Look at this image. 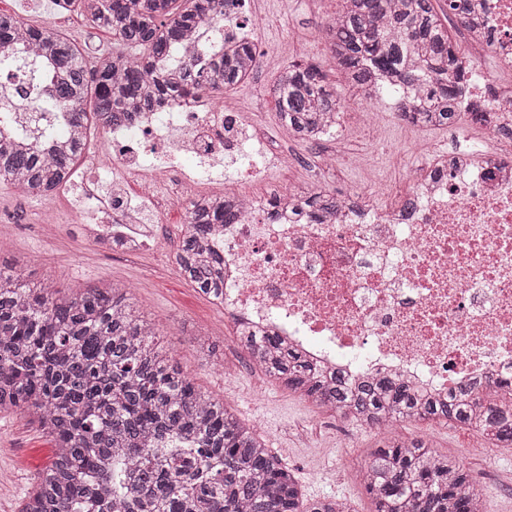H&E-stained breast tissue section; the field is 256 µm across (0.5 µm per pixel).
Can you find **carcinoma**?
<instances>
[{"label": "carcinoma", "mask_w": 512, "mask_h": 512, "mask_svg": "<svg viewBox=\"0 0 512 512\" xmlns=\"http://www.w3.org/2000/svg\"><path fill=\"white\" fill-rule=\"evenodd\" d=\"M94 26L136 52L98 66L49 27L22 28L0 12V51L17 41L55 61L48 84L53 105L73 135L50 153L0 135V181L32 193L60 186L82 154L91 126L130 123L132 114L207 85L240 84L254 45L159 68L186 43L219 0H66ZM324 26L330 61L365 100L406 89L397 111L420 127L460 119L488 121L469 102L465 66L432 0H342ZM281 125L313 138L325 116L345 109L320 63H293L274 89ZM336 193L307 199L316 213L336 209ZM237 206L222 197L192 205L176 252L181 274L218 303L224 296L221 257L201 256L206 226L230 224ZM241 343L279 385L336 415L370 426L438 421L462 426L512 447V404L490 402L461 384L444 398L415 392L395 377L351 382L327 378L298 352L268 336ZM31 414L54 438L55 453L20 512H351L339 499L309 500L282 459L254 427L201 391L173 363L155 326L118 285L63 295L31 284L18 263H0V411ZM364 486L372 512H484L469 473L426 441L382 434L366 460Z\"/></svg>", "instance_id": "cac0c4a2"}]
</instances>
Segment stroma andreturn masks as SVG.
I'll return each instance as SVG.
<instances>
[{"label":"stroma","mask_w":512,"mask_h":512,"mask_svg":"<svg viewBox=\"0 0 512 512\" xmlns=\"http://www.w3.org/2000/svg\"><path fill=\"white\" fill-rule=\"evenodd\" d=\"M336 9L337 0H248L244 12L260 15L258 41L270 48L271 55L256 80L216 92V105L246 112L250 125L269 142L276 145L283 141L273 88L289 63L325 58L326 40L319 26ZM0 11L22 17L30 26L59 29L80 50H98L92 65L111 59L116 50L111 33L84 25L80 13H73L67 23H59L54 0H0ZM326 74L328 83L347 101L342 136L348 142L349 158L330 178L331 190L368 180L376 172L386 189L404 190L403 171L413 157L415 144L427 140L436 150L447 153L462 146L453 128L401 124L391 100L364 105L337 68H327ZM374 122L385 128L392 143L382 157L367 140V128ZM287 143L290 150L306 157L303 164L289 171V180L311 181L314 161L326 150V143L296 139ZM145 222L157 241L132 259L108 254L74 229L54 240L40 222L39 200L10 182L0 181V262L23 259L27 281L49 283L67 294L112 282L128 286L156 326L176 366L202 391L224 399L253 426L267 447L295 470L307 497H339L350 503L353 512H371L361 467L376 449L377 437L365 426L338 421L278 383L255 376L240 348L229 339L231 330L225 325L223 311L177 268L174 254L186 232L185 225L168 223L152 212ZM200 334L216 344L219 362L209 361L199 350L194 338ZM399 433L405 438L427 440L435 451L456 458L481 492L485 512H512V448H490L478 432L436 422H405ZM32 444L49 452L55 447L52 437L28 414L1 412L0 512H19L24 497L37 483V472L19 463L21 451Z\"/></svg>","instance_id":"obj_1"}]
</instances>
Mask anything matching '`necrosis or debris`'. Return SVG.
<instances>
[{"mask_svg": "<svg viewBox=\"0 0 512 512\" xmlns=\"http://www.w3.org/2000/svg\"><path fill=\"white\" fill-rule=\"evenodd\" d=\"M458 24L479 54L512 69V0H469ZM256 28L225 0L199 28L195 56L205 59L211 33L251 43ZM12 52L29 68L0 74V129L23 132L39 149L46 137L63 138L67 121L48 103L42 61L25 45ZM175 126L182 134L171 146L193 162L200 181L210 179L214 157L254 175L303 160L287 151L268 156L244 112L217 108L197 91L106 129L109 156L86 150L83 162L114 186L133 180L141 196L154 197L156 182L173 171L151 159L152 147ZM404 178L412 211L378 206L375 190L353 186L341 192L336 212L310 219L298 186L274 187L272 205L225 176L238 217L212 225L208 239L224 258V318L235 329L277 337L328 376H395L428 397L470 383L511 400L512 154L474 138L445 157L424 154ZM109 207L111 223L93 224L91 205H83L81 236L137 254L145 238L138 207L120 194Z\"/></svg>", "mask_w": 512, "mask_h": 512, "instance_id": "necrosis-or-debris-1", "label": "necrosis or debris"}]
</instances>
